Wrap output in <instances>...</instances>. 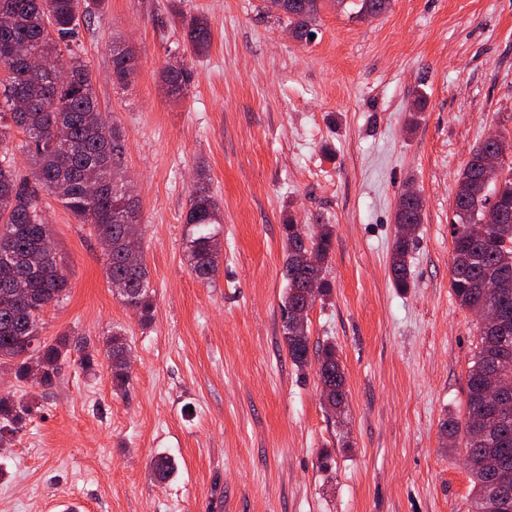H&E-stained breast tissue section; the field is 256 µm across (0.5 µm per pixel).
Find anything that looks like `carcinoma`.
Here are the masks:
<instances>
[{"instance_id":"cac0c4a2","label":"carcinoma","mask_w":512,"mask_h":512,"mask_svg":"<svg viewBox=\"0 0 512 512\" xmlns=\"http://www.w3.org/2000/svg\"><path fill=\"white\" fill-rule=\"evenodd\" d=\"M345 0H315L313 8L292 0L279 18L288 22L299 39L317 34L315 22L321 10ZM391 0H356V16L383 13ZM106 0H0V10L14 16L12 28L0 30V365L8 364L17 380L32 381L43 388L55 385L62 362L71 353L64 336L53 342L41 338L45 309L60 302L68 283L57 253L46 251L52 237L41 214L39 191L53 195L81 223L92 226L105 251L104 270L108 283L123 304L146 325L154 319L155 303L149 289L144 261L131 267L126 251L141 238L135 207L125 191L122 168L123 131L104 121L88 65L71 49L70 41L79 20L99 14ZM184 40L199 56L211 44L207 22L192 17L184 23ZM34 54L60 62L67 80L55 82L48 74L28 68L25 57ZM135 55L128 47L112 44V79L130 82ZM192 70L165 69L162 79L172 96L187 90ZM27 137L25 150L30 177L19 174L14 164L12 131ZM512 151V136L500 134L485 140L469 154L460 175L454 199L450 288L459 305L470 311L479 306H498L503 321L487 330L479 327L481 347L467 376V418L464 427L450 420L446 436L464 431V461L474 492L473 512H512V495L497 490L498 471L512 470V406L502 412L505 423L496 426L484 412L486 389L499 383L512 387V223L485 224L492 207L512 218V162L487 174L481 165L487 154L505 156ZM423 200L399 198L395 223H422ZM185 255L192 274L208 282L218 272L219 207L210 194L206 176H198L185 216ZM335 227L316 221L309 226L288 221L283 237L288 248L283 297L284 341L292 363L305 367L310 358L308 326L292 324V314L306 302L331 295L332 285L325 267L333 249ZM413 238H398L391 255V273L397 288L409 287V262ZM316 253L322 264L300 259ZM109 360L112 386L122 389L129 381L125 364L128 344L119 331L103 341ZM80 364L90 370L97 365L99 351L84 344L77 348ZM318 377L329 388L325 396L331 411L346 401L344 370L336 347L325 345L318 353ZM34 404L11 393L0 394V440L23 428ZM176 469L175 461L157 456L151 473L166 482Z\"/></svg>"}]
</instances>
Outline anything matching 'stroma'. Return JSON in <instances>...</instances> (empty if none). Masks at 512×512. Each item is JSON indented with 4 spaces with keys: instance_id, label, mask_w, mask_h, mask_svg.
Wrapping results in <instances>:
<instances>
[{
    "instance_id": "stroma-1",
    "label": "stroma",
    "mask_w": 512,
    "mask_h": 512,
    "mask_svg": "<svg viewBox=\"0 0 512 512\" xmlns=\"http://www.w3.org/2000/svg\"><path fill=\"white\" fill-rule=\"evenodd\" d=\"M170 2L108 0L72 42L124 131L155 316L140 323L109 286L92 227L43 194L68 294L46 308L42 338L98 346L118 329L132 366L120 391L107 359L89 373L74 353L45 391L0 372V392L38 403L0 442V512L65 497L86 512H472L464 452L443 427L465 419L480 348L478 319L450 288L451 224L471 148L512 131V0H392L365 20L328 7L310 42L284 37L264 0H183L212 31L201 56ZM117 38L136 55L125 86L112 81ZM175 57L193 71L177 98L161 79ZM202 168L223 222L210 282L183 250ZM408 184L424 215L401 290L389 262ZM290 219L336 227L332 294L308 331L311 349L336 346L340 417L322 404L316 363L297 369L284 342ZM160 454L177 463L162 484Z\"/></svg>"
}]
</instances>
